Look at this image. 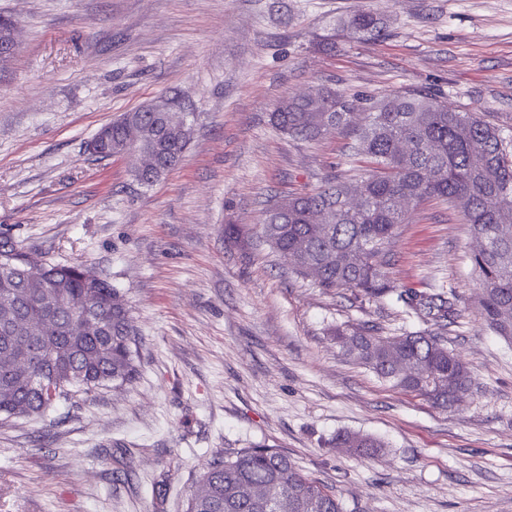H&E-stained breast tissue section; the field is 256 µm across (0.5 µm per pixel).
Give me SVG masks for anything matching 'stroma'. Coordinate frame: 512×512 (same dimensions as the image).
Instances as JSON below:
<instances>
[{
  "label": "stroma",
  "mask_w": 512,
  "mask_h": 512,
  "mask_svg": "<svg viewBox=\"0 0 512 512\" xmlns=\"http://www.w3.org/2000/svg\"><path fill=\"white\" fill-rule=\"evenodd\" d=\"M389 19L375 39L337 38L338 16ZM18 51L0 64V241L81 264L124 293L139 374L0 416V512H185L215 454L267 445L341 499L344 512H512V342L475 305L464 205L411 210L391 244L397 289L454 294L445 344L473 384L442 408L392 387L330 334L430 328L395 298L320 288L262 240L265 202L372 165L348 137L288 138L268 115L319 85L424 90L482 113L512 140V0H0ZM164 99L192 139L152 185L141 157L99 160L88 142ZM350 431L370 457L331 447ZM331 445L334 448H348L358 453L367 452L370 448L383 447V444L376 439L351 432L337 433Z\"/></svg>",
  "instance_id": "stroma-1"
}]
</instances>
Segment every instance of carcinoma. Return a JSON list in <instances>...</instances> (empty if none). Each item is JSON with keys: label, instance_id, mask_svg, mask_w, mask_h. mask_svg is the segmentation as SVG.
Listing matches in <instances>:
<instances>
[{"label": "carcinoma", "instance_id": "1", "mask_svg": "<svg viewBox=\"0 0 512 512\" xmlns=\"http://www.w3.org/2000/svg\"><path fill=\"white\" fill-rule=\"evenodd\" d=\"M386 28L371 12L341 15L333 35L375 38ZM269 121L288 136L316 141L332 133L353 137L352 155L375 170L270 201L261 238L288 256L293 272L322 288H351L381 298L397 291L387 275L390 243L407 220L404 205L464 201L466 223L479 248L470 255L479 281L478 312L496 335L512 340V158L497 129L475 112L453 111L431 94L406 90L367 98L321 85L282 100ZM191 137L185 116L139 108L112 122L99 138V159L127 148L145 165L135 173L150 183L181 159ZM224 240L245 247L241 224L224 225ZM39 264L40 279L25 265ZM399 298L434 320L453 317L455 297ZM347 354L394 387L446 407L467 392L468 369L432 330L379 336L364 326L330 331ZM135 329L124 295L105 280H90L79 265L48 264L0 242V414L30 418L53 409L72 392L122 387L138 375ZM423 371L401 374L397 359ZM332 447L366 452L383 444L339 432ZM186 512H344L336 495L304 475L288 455L267 446L216 454L197 479Z\"/></svg>", "mask_w": 512, "mask_h": 512}]
</instances>
